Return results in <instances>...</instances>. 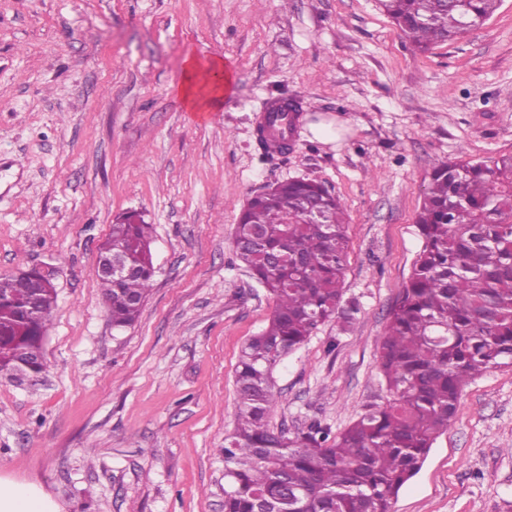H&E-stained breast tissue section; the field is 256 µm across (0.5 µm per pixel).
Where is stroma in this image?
<instances>
[{"label": "stroma", "mask_w": 512, "mask_h": 512, "mask_svg": "<svg viewBox=\"0 0 512 512\" xmlns=\"http://www.w3.org/2000/svg\"><path fill=\"white\" fill-rule=\"evenodd\" d=\"M232 87L201 121L185 60ZM298 101L288 155L260 158L269 104ZM344 125L338 141L310 123ZM512 155V0L453 44L415 52L378 0H0V275L50 266L37 382L0 377V481L61 512H224L219 449L244 344L270 293L234 253L268 184L321 182L347 210L349 324L331 319L273 376L270 424L339 433L389 398L376 355L422 240L434 167ZM152 226V289L112 328L95 275L117 215ZM394 512H512V367L464 389Z\"/></svg>", "instance_id": "35a3bbf8"}]
</instances>
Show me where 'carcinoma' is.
Listing matches in <instances>:
<instances>
[{
  "instance_id": "obj_1",
  "label": "carcinoma",
  "mask_w": 512,
  "mask_h": 512,
  "mask_svg": "<svg viewBox=\"0 0 512 512\" xmlns=\"http://www.w3.org/2000/svg\"><path fill=\"white\" fill-rule=\"evenodd\" d=\"M501 0H380L411 46L455 43L490 19ZM423 245L389 311L377 367L390 399L335 437L311 425L274 430L273 372L342 307L348 250L343 207L322 185L278 182L247 200L236 256L273 296L267 326L241 350L233 430L224 436V512H392L456 417L464 387L512 365V155L444 162L433 169L416 215ZM150 225L117 219L101 251L131 272L98 277L122 330L139 317L154 266ZM56 301L21 271L0 276V374L44 368L42 344Z\"/></svg>"
}]
</instances>
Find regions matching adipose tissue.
<instances>
[{
	"instance_id": "obj_1",
	"label": "adipose tissue",
	"mask_w": 512,
	"mask_h": 512,
	"mask_svg": "<svg viewBox=\"0 0 512 512\" xmlns=\"http://www.w3.org/2000/svg\"><path fill=\"white\" fill-rule=\"evenodd\" d=\"M231 87V77L223 60L207 65L188 60L179 93L189 111L212 112L221 108ZM0 512H57L47 495L27 484L0 491Z\"/></svg>"
}]
</instances>
